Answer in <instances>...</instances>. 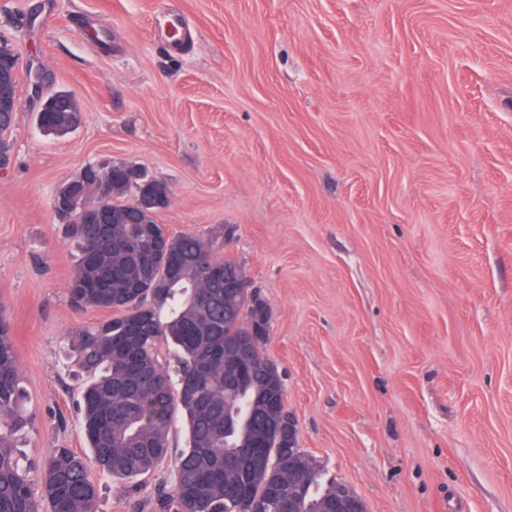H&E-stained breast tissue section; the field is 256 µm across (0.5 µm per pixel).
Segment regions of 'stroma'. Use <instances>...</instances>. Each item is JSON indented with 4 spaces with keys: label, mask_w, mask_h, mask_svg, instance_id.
<instances>
[{
    "label": "stroma",
    "mask_w": 512,
    "mask_h": 512,
    "mask_svg": "<svg viewBox=\"0 0 512 512\" xmlns=\"http://www.w3.org/2000/svg\"><path fill=\"white\" fill-rule=\"evenodd\" d=\"M0 39L82 111L18 88L0 309L33 430L86 453L56 188L125 161L159 223L240 263L270 311L298 447L368 512H512V0H0ZM99 512H152L99 471ZM76 112H38L36 123L44 133L50 135L61 134L69 131L75 122V116L81 114L78 101L71 102Z\"/></svg>",
    "instance_id": "1"
}]
</instances>
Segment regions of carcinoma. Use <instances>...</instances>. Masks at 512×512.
Masks as SVG:
<instances>
[{
	"mask_svg": "<svg viewBox=\"0 0 512 512\" xmlns=\"http://www.w3.org/2000/svg\"><path fill=\"white\" fill-rule=\"evenodd\" d=\"M71 112H39L36 123L50 135L69 131L79 102ZM0 152L12 151L16 113L3 112ZM70 236L80 251L69 285L71 300L83 307L112 310V315L74 333L69 352L88 380L80 411L90 455L69 448H51L40 462L23 467L17 458L18 434L31 421L23 409V390L12 325L0 312V512H97L98 487L89 464L114 479L142 485L168 458L170 432L183 420L187 447L173 458L172 492L157 496L156 512H253L268 498L274 484L288 485V466L260 475L247 468L253 451L251 434L261 428L257 412L267 405L281 407L285 388L276 366L264 371L262 345L269 330L257 315L264 302L241 319H225L237 300L224 288V271L237 261L218 255L216 241L191 233L172 234L149 220L123 224L118 233L151 255L148 262L133 257L113 233L86 222L85 205H67ZM193 257L190 283L162 291L152 284L167 279L170 264ZM148 316L150 327L135 347L124 352L130 315ZM168 353L176 372L163 361ZM239 381L226 385L227 370L240 364ZM239 456L240 465L224 473V454ZM39 485L35 492L33 485ZM336 481H322L317 471L304 489L307 501L329 494Z\"/></svg>",
	"mask_w": 512,
	"mask_h": 512,
	"instance_id": "carcinoma-1",
	"label": "carcinoma"
}]
</instances>
